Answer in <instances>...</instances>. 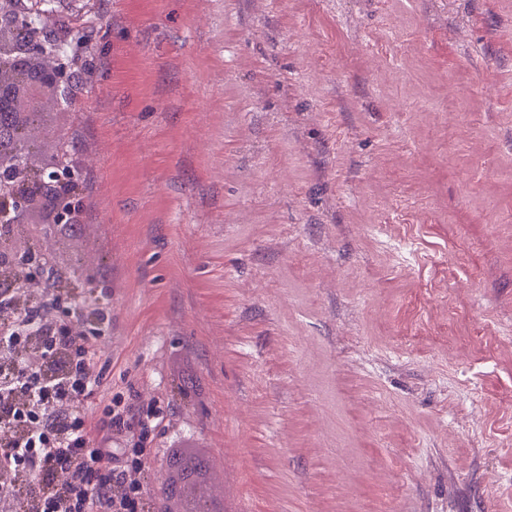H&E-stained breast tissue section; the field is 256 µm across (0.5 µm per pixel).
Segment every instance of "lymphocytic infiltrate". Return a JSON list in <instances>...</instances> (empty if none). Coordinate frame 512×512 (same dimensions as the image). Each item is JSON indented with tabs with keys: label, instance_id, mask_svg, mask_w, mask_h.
<instances>
[{
	"label": "lymphocytic infiltrate",
	"instance_id": "1",
	"mask_svg": "<svg viewBox=\"0 0 512 512\" xmlns=\"http://www.w3.org/2000/svg\"><path fill=\"white\" fill-rule=\"evenodd\" d=\"M0 348V477L35 484L25 512H145L137 475L155 452L132 426L130 406L103 399L106 434L91 424L104 380L96 337L56 327L51 304L22 308L9 296L0 298ZM171 483L155 512H194L204 486L191 455L179 453Z\"/></svg>",
	"mask_w": 512,
	"mask_h": 512
}]
</instances>
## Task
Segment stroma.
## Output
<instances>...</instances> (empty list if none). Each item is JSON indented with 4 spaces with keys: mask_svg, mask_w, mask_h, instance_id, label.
I'll use <instances>...</instances> for the list:
<instances>
[{
    "mask_svg": "<svg viewBox=\"0 0 512 512\" xmlns=\"http://www.w3.org/2000/svg\"><path fill=\"white\" fill-rule=\"evenodd\" d=\"M55 254L224 512H512V0H74Z\"/></svg>",
    "mask_w": 512,
    "mask_h": 512,
    "instance_id": "obj_1",
    "label": "stroma"
}]
</instances>
